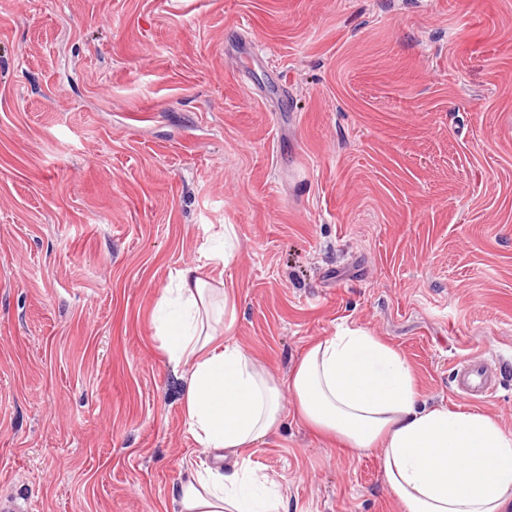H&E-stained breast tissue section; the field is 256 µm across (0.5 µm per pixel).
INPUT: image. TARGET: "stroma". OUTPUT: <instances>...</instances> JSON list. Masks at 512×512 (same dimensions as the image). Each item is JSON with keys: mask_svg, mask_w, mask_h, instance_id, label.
<instances>
[{"mask_svg": "<svg viewBox=\"0 0 512 512\" xmlns=\"http://www.w3.org/2000/svg\"><path fill=\"white\" fill-rule=\"evenodd\" d=\"M235 228L229 337L286 378L362 328L512 433V0H0V497L175 512L211 460L156 305ZM286 512H405L283 392ZM455 370V391L458 397L477 401L492 398L496 394V382L481 358L472 357L460 361Z\"/></svg>", "mask_w": 512, "mask_h": 512, "instance_id": "1", "label": "stroma"}]
</instances>
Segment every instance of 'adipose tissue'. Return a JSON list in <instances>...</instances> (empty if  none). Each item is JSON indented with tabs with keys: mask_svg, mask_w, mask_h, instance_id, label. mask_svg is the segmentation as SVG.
Instances as JSON below:
<instances>
[{
	"mask_svg": "<svg viewBox=\"0 0 512 512\" xmlns=\"http://www.w3.org/2000/svg\"><path fill=\"white\" fill-rule=\"evenodd\" d=\"M216 236L208 267L177 270L173 294L158 303L162 347L186 369L183 417L217 459L188 469L175 503L178 512H284L281 491L249 468L281 422L279 384L226 336L238 306L224 284L235 228ZM288 387L304 424L353 451L378 449L406 512H512V434L476 411L421 404L407 361L367 330L341 328L310 345ZM229 457L232 468L221 469Z\"/></svg>",
	"mask_w": 512,
	"mask_h": 512,
	"instance_id": "obj_1",
	"label": "adipose tissue"
}]
</instances>
